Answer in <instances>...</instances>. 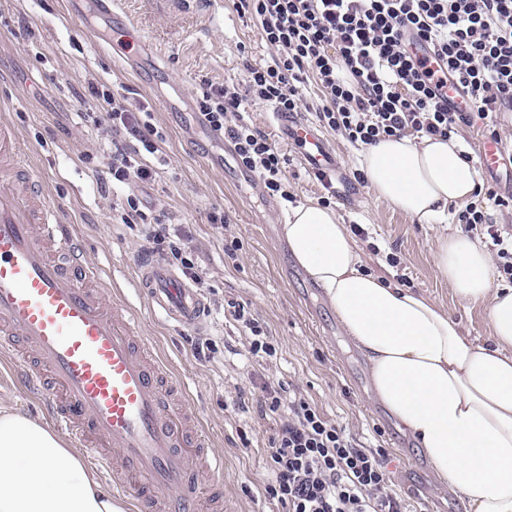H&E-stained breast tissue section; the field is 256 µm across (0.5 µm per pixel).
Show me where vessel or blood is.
I'll return each mask as SVG.
<instances>
[{
	"label": "vessel or blood",
	"instance_id": "1",
	"mask_svg": "<svg viewBox=\"0 0 512 512\" xmlns=\"http://www.w3.org/2000/svg\"><path fill=\"white\" fill-rule=\"evenodd\" d=\"M272 121L306 168L345 186L317 126L285 112ZM29 159L1 124L0 358L18 367L24 389L114 496L131 498L138 512H202L203 488L222 484L223 467L121 289L102 281L71 225L45 202ZM511 162L506 144L480 141L484 170ZM134 266L154 312L184 329L200 324L205 304L195 288L160 259L141 256Z\"/></svg>",
	"mask_w": 512,
	"mask_h": 512
}]
</instances>
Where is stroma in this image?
I'll return each instance as SVG.
<instances>
[{"instance_id": "35a3bbf8", "label": "stroma", "mask_w": 512, "mask_h": 512, "mask_svg": "<svg viewBox=\"0 0 512 512\" xmlns=\"http://www.w3.org/2000/svg\"><path fill=\"white\" fill-rule=\"evenodd\" d=\"M67 2L0 0V124L13 128L29 148L45 200L64 223L76 226L90 261L122 289L144 334L186 387L189 409L224 460L225 501L234 512H286L264 492L271 480L266 448L274 424L257 418L259 379L241 358L247 339L225 316L227 304L234 302L247 306L279 346L267 375L317 403L355 445L386 449L388 484L407 512H467L455 493L441 488L415 441L398 429L371 386L356 388L351 375L368 377V363L346 340L321 288L297 264L281 232L270 235L254 223V214L261 213L283 224L287 203L265 195L246 197V172L234 162L222 172L209 167L205 156L218 152V145L207 138L192 143L185 117L167 112L159 101L164 93L195 100L205 79L217 85L242 82L247 64L271 55L258 23L238 12L239 0H121V11L109 21L72 15ZM129 19L155 50L136 70L112 57V44L122 41ZM26 27L35 31V39L24 37ZM91 83L131 103L150 104L168 159L154 183L112 189L98 182L95 172L108 162L107 141L94 122L96 101L77 95ZM249 113L283 150L296 201L320 199L323 186L285 148L270 122V107L256 104ZM325 137L351 177L346 194L333 197L331 207L345 224L362 225L368 232V239L357 242L366 271L425 292L462 322L467 336L486 340L485 305L464 307L433 263L437 236L456 230V222L421 224L392 210L374 197L368 183L353 179L358 150L334 132ZM130 195L190 239L203 280L198 291L206 304L200 329L165 322L138 296L130 258L142 254L145 244L138 230L112 221L113 205ZM215 212L224 214V223H211ZM234 240L239 250L225 254V244ZM389 253L397 256L398 266L387 264ZM205 340L214 344L206 358L195 352Z\"/></svg>"}]
</instances>
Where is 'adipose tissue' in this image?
I'll return each mask as SVG.
<instances>
[{
    "mask_svg": "<svg viewBox=\"0 0 512 512\" xmlns=\"http://www.w3.org/2000/svg\"><path fill=\"white\" fill-rule=\"evenodd\" d=\"M458 138L389 137L359 165L379 200L421 224H444L450 205L480 183ZM281 231L350 343L367 359L377 400L418 442L440 483L470 512H512V286H495L486 244L438 238L434 262L454 297L486 304L490 336L476 342L424 293L365 272L335 210L289 207ZM0 512H125L83 456L39 420L0 409Z\"/></svg>",
    "mask_w": 512,
    "mask_h": 512,
    "instance_id": "obj_1",
    "label": "adipose tissue"
}]
</instances>
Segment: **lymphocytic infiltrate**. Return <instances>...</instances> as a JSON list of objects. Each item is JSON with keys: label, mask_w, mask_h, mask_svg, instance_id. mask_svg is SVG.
Returning a JSON list of instances; mask_svg holds the SVG:
<instances>
[{"label": "lymphocytic infiltrate", "mask_w": 512, "mask_h": 512, "mask_svg": "<svg viewBox=\"0 0 512 512\" xmlns=\"http://www.w3.org/2000/svg\"><path fill=\"white\" fill-rule=\"evenodd\" d=\"M240 7L259 22L271 59L247 65L243 85L203 82L198 106L270 198L292 199L286 160L253 125L248 109L259 103L299 111L309 82L321 93L313 108L320 125L357 149L408 133L447 139L478 119L495 138L499 114L512 111V0H240ZM408 32L434 50L471 111H456L433 73L412 57ZM89 92L104 110V179L155 180L165 159L150 112L95 86ZM492 204L512 208V196L474 192L457 220L487 236L502 279L512 283V233L492 223ZM115 220L140 226L153 252L199 280L189 241L173 237L168 225L148 222L137 198H128ZM233 317L252 359L276 358V344L244 306H235ZM262 392L258 417L277 420L267 450L269 498L287 512H405L388 485L385 449L354 446L316 404L288 395L284 384L265 382Z\"/></svg>", "instance_id": "f902f5d3"}]
</instances>
